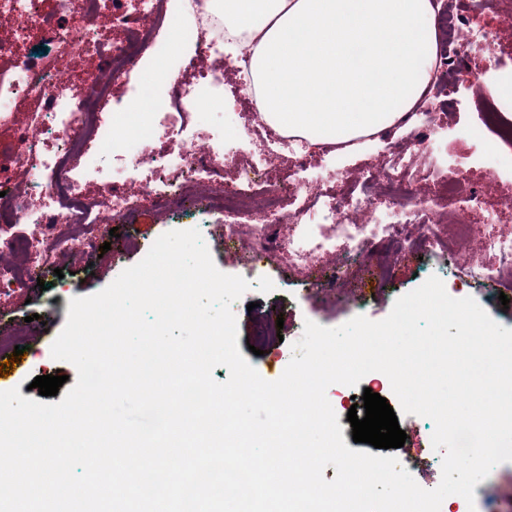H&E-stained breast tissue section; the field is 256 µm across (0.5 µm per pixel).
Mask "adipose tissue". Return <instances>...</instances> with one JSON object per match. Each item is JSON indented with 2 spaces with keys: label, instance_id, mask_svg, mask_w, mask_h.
<instances>
[{
  "label": "adipose tissue",
  "instance_id": "obj_1",
  "mask_svg": "<svg viewBox=\"0 0 512 512\" xmlns=\"http://www.w3.org/2000/svg\"><path fill=\"white\" fill-rule=\"evenodd\" d=\"M250 56L263 117L310 148L358 154L430 80L434 0H213Z\"/></svg>",
  "mask_w": 512,
  "mask_h": 512
}]
</instances>
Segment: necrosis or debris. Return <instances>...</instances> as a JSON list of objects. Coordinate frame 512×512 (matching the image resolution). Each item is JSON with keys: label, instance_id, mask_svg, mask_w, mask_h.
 Segmentation results:
<instances>
[{"label": "necrosis or debris", "instance_id": "1", "mask_svg": "<svg viewBox=\"0 0 512 512\" xmlns=\"http://www.w3.org/2000/svg\"><path fill=\"white\" fill-rule=\"evenodd\" d=\"M63 12L75 15L76 26H57L36 7V0H0V11L18 19V37L37 35L58 46L51 65L44 70L0 71V122L9 120L17 100L42 103L31 124L9 146L7 154L26 172L25 186L0 181V224L11 232L0 236V251L20 254L23 265H0V291L20 288L44 277L58 255L82 247L102 224L123 219L136 211L142 199L164 206L201 205L205 212L224 213V240L240 235L237 216L248 210L257 216L252 227L256 242L248 268L287 256L295 269L308 271L314 257L345 248L347 259L329 277L314 280L317 288L342 287L355 262L368 258L370 246L383 239L420 246L427 255L445 249L441 229L451 224L457 236H470L473 219L502 223L512 214V197L490 199L475 190L449 187L444 196L411 193L413 167L399 155H390L382 177L364 171L361 194L338 198L333 181L296 180L299 204L282 210L284 183L275 167L237 168L236 147L243 139L259 144L275 156L288 150L290 137L267 122H257L249 134L223 127L198 149L188 136L187 115L211 105L224 92V73L233 71L236 91L247 99L251 111L260 106L250 78V59L224 54V27L210 9V0H59ZM448 35L436 43L438 68L447 69L456 58L455 45L463 43L465 58L475 68L491 66L499 53L492 31L461 29L446 23ZM71 52L88 54L102 67L75 76H63V63ZM148 60L151 79L143 85L146 111L137 117L116 112L105 115L112 87L141 60ZM169 144L168 153L153 147L155 140ZM476 157L490 159L496 141L512 140V98H492L483 112V126L473 133ZM237 168L240 179L254 186L248 200L225 193L224 172ZM383 180L393 191L388 213L375 206L371 188ZM97 180L104 195L89 196L86 185ZM361 213L358 224L347 221ZM274 224L295 225L288 241L272 237ZM422 235L413 238L411 225ZM34 226L36 235L26 232ZM485 248L495 264L469 270V277L495 291L512 288V235H489Z\"/></svg>", "mask_w": 512, "mask_h": 512}]
</instances>
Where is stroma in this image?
Segmentation results:
<instances>
[{
    "mask_svg": "<svg viewBox=\"0 0 512 512\" xmlns=\"http://www.w3.org/2000/svg\"><path fill=\"white\" fill-rule=\"evenodd\" d=\"M445 11L457 14L461 23L471 28L494 31L500 43L501 63L505 68H512V26L503 23L497 0L479 11L473 10L471 0H446ZM449 79L457 93L451 97L443 93L436 100L445 132L431 148L418 146L408 130L393 128L373 141L361 155L339 157L324 149L309 155L307 168L302 173L304 178L334 173L336 191L345 195L355 190L363 170L381 171L387 155L399 153L414 165L415 192H434L439 182L458 175L477 191L490 190L486 168L476 161L474 146L462 132L478 126L486 97L495 91L492 75L472 68L461 58L455 62ZM235 84L234 73L225 72L226 94L217 112L192 119L199 134H207L226 120L241 128L252 124L254 115L245 100L231 93ZM452 158L461 162L460 170L449 169L448 161ZM251 224V219H243L244 235L236 242L228 243L224 240L223 215L164 213L147 199L142 201L133 225H119L118 237H110L109 225L98 226L93 244L58 257V272L46 277L44 286H27L0 295V339L11 337L18 327L23 326L25 317L33 314L39 315L46 324L44 330L27 339V349L21 357L22 367L7 381V388L18 389L22 397L35 400L39 397L38 390L31 387L35 377L55 372L76 377L73 364L51 355V345L66 323L70 300L105 289L125 269L140 262L159 236L175 229H199L217 269L249 282V289L233 303L232 310L237 321L239 351L261 374L271 365L277 372H284L306 321L335 328L358 315L374 321L384 319L398 297L418 288L434 275L443 281L451 297H473L496 323L512 329V308H504L497 300L489 301L488 290L481 282L473 279L459 281L454 266L458 260L474 267L492 263L493 258L485 250L483 238L496 233L512 234V223L479 225L466 243L430 257L421 256L416 250H402L393 241L378 243L371 248L370 254L372 259L387 263V282H380L376 269L372 268L359 274L344 288L322 292L311 291L305 275L289 272L284 264L272 262L254 271L248 270L245 260L251 249V239L246 230ZM129 237L135 238V246H123V239ZM277 317L284 320L282 340L266 346L263 355L250 352L247 342L253 337L256 323ZM398 423L407 434L404 446L395 451L400 464L409 465L411 475L422 488H436L441 480V454L431 443L435 429L433 421L402 414ZM474 493V505H467L458 496L450 512H484L485 505L512 502V462L496 466L488 478L475 486Z\"/></svg>",
    "mask_w": 512,
    "mask_h": 512,
    "instance_id": "1",
    "label": "stroma"
}]
</instances>
